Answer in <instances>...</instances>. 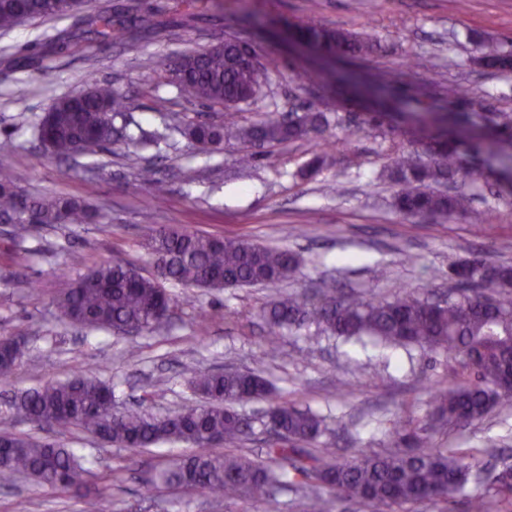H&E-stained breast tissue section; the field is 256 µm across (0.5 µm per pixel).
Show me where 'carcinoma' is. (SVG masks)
<instances>
[{
    "mask_svg": "<svg viewBox=\"0 0 512 512\" xmlns=\"http://www.w3.org/2000/svg\"><path fill=\"white\" fill-rule=\"evenodd\" d=\"M83 0H0V31L7 32L27 21L72 13ZM119 22L110 11L87 16L90 33L112 35ZM129 35L155 28L149 15L127 17ZM299 42L330 55L361 56L373 52L370 36L358 37L327 27L305 25ZM245 47L236 39L205 50L183 54L172 65L170 76L180 91L207 106H226L247 101L261 90L276 65L254 54L243 58ZM482 65L498 72L512 71V54L493 44L484 45ZM53 110L37 129L43 148L56 156L75 158L93 144L104 147L120 135L107 120L130 104L111 83H92L86 90L52 100ZM325 125L320 112L306 111L295 118L269 112L249 127L196 123L186 128L197 145L221 150L224 139L235 137L264 147L302 138ZM153 188L155 203L164 201L167 187L150 168L140 173ZM389 176L397 185L395 207L406 216L479 214L465 193L448 195L435 186L466 180L470 171L459 157V142L441 138L425 152L412 150L393 160ZM94 210L84 201L62 194L31 195L17 186L0 168V224L13 227L14 240L22 242L54 224H84ZM145 247L153 259L155 274L143 276L122 261L104 262L75 279L54 300V316L61 322L89 330L125 333L138 329L160 330L175 301L164 288L172 282L183 287L223 289L275 284L291 279L300 269L299 257L280 248L248 239L213 237L186 229L152 227ZM463 274L475 284L459 283L448 299L432 301L415 291L402 290L393 298L370 296L346 299L335 288H325L314 300L294 291L273 299L264 308L269 325L266 345L277 346L280 330L299 329L312 322L321 331L345 340L369 337L389 346H418L448 351L460 358L464 379L454 378L434 393L432 421L465 427L482 420L495 408L512 405V264L492 262L482 256L468 260ZM29 355L24 342L0 338V379L11 376ZM187 381L203 402L185 405L163 417L141 412L112 414V386L96 378L78 376L49 382L16 397L15 406L27 420L52 428L77 426L96 439L121 448H150L164 442L191 444L201 452L173 461L146 481L147 491L160 487L206 490L224 500H251L265 512H281V493L293 489L303 500L302 512H326L324 493H335L360 502L371 512H393L395 507L428 505L465 490L470 482L482 483V463L457 448L414 450L394 448L337 463L329 448L316 453L296 447L311 444L322 433L313 414L286 403L251 417L239 405L262 400L268 382L252 372L209 371L196 368ZM273 424L278 439L267 444L264 455L251 458L244 449L215 454L216 444L235 443L254 433L255 427ZM90 461L57 441L35 440L3 432L0 435V486L20 476L62 491L79 490L92 473ZM505 508L512 507V470L496 475L486 493L471 496L472 512H487V496Z\"/></svg>",
    "mask_w": 512,
    "mask_h": 512,
    "instance_id": "obj_1",
    "label": "carcinoma"
}]
</instances>
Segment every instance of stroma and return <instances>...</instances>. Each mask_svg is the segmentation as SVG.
<instances>
[{
    "label": "stroma",
    "instance_id": "stroma-1",
    "mask_svg": "<svg viewBox=\"0 0 512 512\" xmlns=\"http://www.w3.org/2000/svg\"><path fill=\"white\" fill-rule=\"evenodd\" d=\"M137 2L156 22L137 41L116 29L111 37L93 35L81 47L53 52L58 32L81 27L79 13L0 31V142L14 145L0 165L29 193H61L96 209L87 223L28 237L24 245L34 256L25 265L14 259L9 227L0 226V336L19 337L30 349L11 380L0 382V428L98 454L118 471L107 482L89 476L70 494L19 479L0 487V512H16L19 500L27 501L28 512H83L85 501L103 491L112 512H124L141 498L142 480L154 466L191 454L181 442L102 448L80 429L54 432L14 416L15 396L75 375L111 383L118 406L163 416L193 402L189 369L260 371L277 397L322 418L320 442L335 448L338 460L382 451L394 426H425L432 386L458 371V363L443 350L426 355L345 343L313 325L282 330L271 351L263 308L278 294L312 292L324 281L354 297L389 298L403 288L444 297L456 287L448 277L451 263L476 255L512 263V190L499 158L477 148L462 154L472 173L465 189L483 215L480 224L399 214L391 205L397 187L386 173L393 159L417 148L418 118L458 112L486 126L498 114H512V72L480 66L473 41L479 35L512 50V0ZM306 24L370 35L379 48L354 58L308 51L293 41ZM227 38L278 61L260 94L229 112L200 106L166 72L181 53ZM95 80L114 84L132 101L115 126L156 135V142L135 148L119 141L74 162L48 154L36 140L46 106ZM452 85L468 88V96L449 99ZM20 86L27 90L22 98ZM306 106L325 114L323 129L261 148L248 168L238 164L249 150L242 141L205 151L184 134L194 123L220 124L230 116L247 127L265 112ZM147 165L168 188L158 209L139 178ZM161 224L285 248L303 264L293 279L275 285L219 291L170 285L178 305L151 334L59 327L53 301L87 269L122 260L153 273L142 242ZM427 445L475 449L496 470L510 468L512 409L429 433ZM159 505L162 512H263L252 501L219 503L202 492L167 493Z\"/></svg>",
    "mask_w": 512,
    "mask_h": 512
}]
</instances>
